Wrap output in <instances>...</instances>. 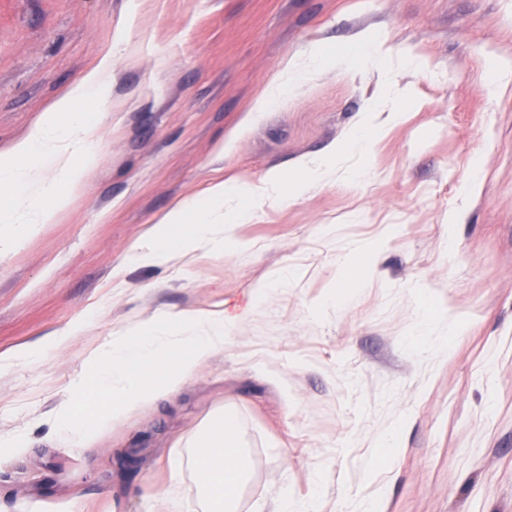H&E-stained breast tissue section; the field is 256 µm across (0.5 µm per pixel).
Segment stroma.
<instances>
[{
  "instance_id": "stroma-1",
  "label": "stroma",
  "mask_w": 512,
  "mask_h": 512,
  "mask_svg": "<svg viewBox=\"0 0 512 512\" xmlns=\"http://www.w3.org/2000/svg\"><path fill=\"white\" fill-rule=\"evenodd\" d=\"M373 33L390 79L312 69L256 111L310 46ZM107 54L84 187L0 255V360L48 342L0 363V437L27 443L0 456V512H160L176 486L180 512H204L177 442L219 409L250 462L239 512L285 491L318 512H512V0H0V154ZM387 86L414 102L357 179L335 167L288 205L264 190L246 249L127 263L213 182L284 173L391 112ZM246 305L175 396L81 445L54 428L127 323Z\"/></svg>"
}]
</instances>
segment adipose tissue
Returning a JSON list of instances; mask_svg holds the SVG:
<instances>
[{
    "instance_id": "1",
    "label": "adipose tissue",
    "mask_w": 512,
    "mask_h": 512,
    "mask_svg": "<svg viewBox=\"0 0 512 512\" xmlns=\"http://www.w3.org/2000/svg\"><path fill=\"white\" fill-rule=\"evenodd\" d=\"M185 445L193 450L199 477L196 490L208 512H235L237 491L248 472L235 418L215 411Z\"/></svg>"
}]
</instances>
